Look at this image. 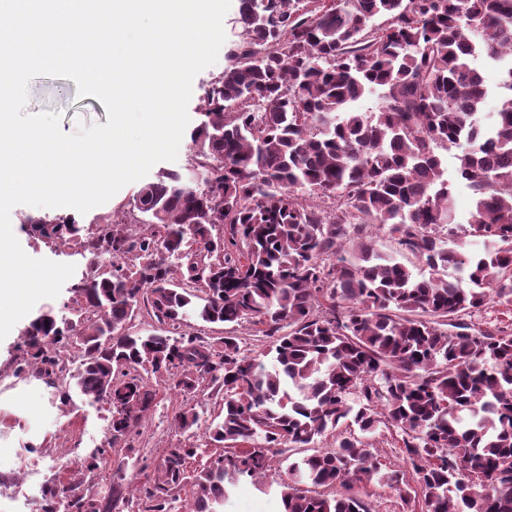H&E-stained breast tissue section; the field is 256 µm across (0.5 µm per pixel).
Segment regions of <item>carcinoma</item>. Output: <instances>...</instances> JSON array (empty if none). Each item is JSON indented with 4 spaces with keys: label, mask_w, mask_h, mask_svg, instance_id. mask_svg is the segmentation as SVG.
I'll return each instance as SVG.
<instances>
[{
    "label": "carcinoma",
    "mask_w": 512,
    "mask_h": 512,
    "mask_svg": "<svg viewBox=\"0 0 512 512\" xmlns=\"http://www.w3.org/2000/svg\"><path fill=\"white\" fill-rule=\"evenodd\" d=\"M238 23L191 133L200 182L143 183L120 217L136 233L28 221L87 262L75 318L35 317L14 372L54 383L75 338L78 387L111 414L83 476L53 482L34 512H57L64 490V512L132 495L140 512H174L185 489V512H224L243 480L271 491L285 448L335 431L336 447L288 465L284 512H375L361 491L375 480L412 512H512V333L471 320L512 305V0H240ZM480 57L507 62L485 118ZM464 142L461 221L440 151ZM380 233L392 253L374 249ZM142 308L168 329L127 332ZM191 314L272 339L270 365L236 335L179 331ZM162 384L224 392L211 422L193 405L173 416L224 453L190 473L199 446L172 448L135 491L119 475L102 492L92 475L118 444L133 450ZM385 430L405 469L383 474L369 439Z\"/></svg>",
    "instance_id": "obj_1"
}]
</instances>
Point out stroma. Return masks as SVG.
I'll return each mask as SVG.
<instances>
[{
	"instance_id": "35a3bbf8",
	"label": "stroma",
	"mask_w": 512,
	"mask_h": 512,
	"mask_svg": "<svg viewBox=\"0 0 512 512\" xmlns=\"http://www.w3.org/2000/svg\"><path fill=\"white\" fill-rule=\"evenodd\" d=\"M24 111L29 115L61 114V128L67 133L75 132L82 124L90 127L108 121L102 102L92 96L79 97L75 82L64 76L39 75L30 79ZM139 187V182L129 183L109 201L84 214L67 207L15 206L10 214L15 236L28 256L74 265L73 277L81 279L85 261L77 247L33 238L25 229L26 219L72 216L78 223L93 227L110 219ZM24 327V322H17L0 340V512H32L37 496L30 492L31 484L43 485L51 477L61 478L65 473L83 469L90 454L105 445L109 436L110 414L106 406L92 402L74 385L72 374L79 365L80 353L77 344L68 345V372L55 383H45L32 375H15L13 360L21 354ZM160 398L159 406L146 418L134 439L136 451L151 466L161 461L167 449L185 442V434L172 423L179 407L187 402L198 404L206 413L216 415L223 404L222 397L206 387L186 397L164 390ZM30 448L62 459V469L53 475L19 469L21 458Z\"/></svg>"
}]
</instances>
